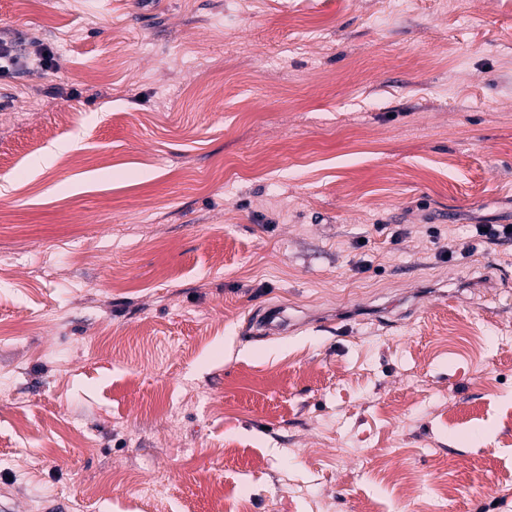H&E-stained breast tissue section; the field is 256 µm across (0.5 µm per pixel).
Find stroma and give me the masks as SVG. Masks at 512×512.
<instances>
[{"label": "stroma", "instance_id": "stroma-1", "mask_svg": "<svg viewBox=\"0 0 512 512\" xmlns=\"http://www.w3.org/2000/svg\"><path fill=\"white\" fill-rule=\"evenodd\" d=\"M386 2L0 0L17 512H512V0ZM29 47L32 50L27 54L22 56L21 53L17 52L12 41L8 40L5 37H0V76L7 77L23 69V67H27L30 64L36 65L42 69L49 68L54 61V52L53 50L44 45L43 43H39L38 41L31 40L29 42Z\"/></svg>", "mask_w": 512, "mask_h": 512}]
</instances>
